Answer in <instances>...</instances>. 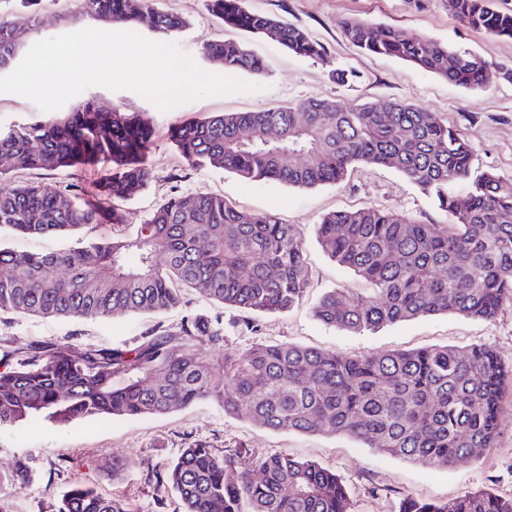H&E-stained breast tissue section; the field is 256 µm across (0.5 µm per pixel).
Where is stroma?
<instances>
[{"mask_svg": "<svg viewBox=\"0 0 512 512\" xmlns=\"http://www.w3.org/2000/svg\"><path fill=\"white\" fill-rule=\"evenodd\" d=\"M160 6L186 20L176 42L203 70L223 73L221 64L200 53L204 42L223 39L246 43L265 61L268 73L260 80L261 91L202 98L168 111L131 91L98 86L82 91V98L102 110L117 107L145 113L156 134L148 160L149 181L123 203V223L90 224L81 229L79 237L129 236L169 197L220 194L241 209L272 213L294 225L302 238L311 284L293 309L256 317L214 304L198 290L185 292L177 309L159 315L86 321L2 311L0 349L22 351L30 342L44 339H68L85 347H131L147 332L174 328L185 316L204 314L218 319L224 331V349L230 353L244 352L257 342L333 350L348 357L432 345L484 344L512 365V305L504 306L490 322L439 314L361 333L343 331L314 318L312 309L324 292L366 289L363 280L338 267L318 245L315 227L324 214L372 206L427 224L449 223L447 213L394 169L360 167L341 183L298 190L273 181L244 180L222 170L189 167L168 138L171 126L209 113L247 112L305 98L349 103L398 99L447 120L473 146L481 169L512 179V77L500 76L485 88L467 89L401 59L356 48L345 37L341 23L359 18L393 25L408 37L424 35L472 51L506 69H512V39L463 27L449 13L445 0H246L250 11L298 26L319 41L323 52L310 59L263 36L224 26L211 13L208 0H160ZM81 7V0H39L30 9L39 20L31 42L90 24ZM340 72L346 73L345 82L337 81ZM109 170V163L102 161L67 170H17L9 177L17 184L34 182L51 190L76 187L92 195ZM76 238L25 236L0 229V246L17 251H64L74 246ZM193 443L205 444L219 454L248 448L259 454L285 451L313 461L343 479L354 512H399L400 502L408 496L450 500L480 489L512 498V396L504 404L495 447L480 458L446 469L402 460L345 436L275 432L251 420L226 416L223 408L209 400L159 416L82 418L66 424L43 419L0 427V476L10 475L21 462L32 471L23 489L0 485V512H55L62 496L77 482L128 502L133 512H181L178 495L164 474L182 448Z\"/></svg>", "mask_w": 512, "mask_h": 512, "instance_id": "1", "label": "stroma"}]
</instances>
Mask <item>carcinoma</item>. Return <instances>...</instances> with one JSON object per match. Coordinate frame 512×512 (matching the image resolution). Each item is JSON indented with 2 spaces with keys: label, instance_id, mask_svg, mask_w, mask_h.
I'll use <instances>...</instances> for the list:
<instances>
[{
  "label": "carcinoma",
  "instance_id": "cac0c4a2",
  "mask_svg": "<svg viewBox=\"0 0 512 512\" xmlns=\"http://www.w3.org/2000/svg\"><path fill=\"white\" fill-rule=\"evenodd\" d=\"M496 0H446L462 24L512 38V13ZM224 25L267 36L289 51L316 58L323 47L303 29L254 13L243 0H209ZM85 13L132 28L149 13L154 31L173 36L186 21L156 0H84ZM34 15L0 17V70L23 52L37 29ZM353 45L396 57L468 89L484 88L499 70L467 49L366 20L342 23ZM201 55L227 74L255 78L265 62L247 45L215 40ZM457 57L448 68V57ZM275 128L279 138L268 140ZM141 113L99 112L90 100L71 111L0 128V157L9 168H71L112 163L100 191H49L12 185L0 171V228L30 236L74 233L87 224H121L115 202L146 186L153 142ZM169 139L187 164L276 181L296 189L341 182L358 166L395 169L450 216L425 224L368 207L337 210L317 225L323 252L371 285L326 292L313 307L320 322L350 332L437 314L491 321L512 304V180L476 167L472 147L436 114L400 100L347 104L301 99L252 112L215 113L172 127ZM463 183V192L453 190ZM201 290L224 307L284 313L310 288V271L295 227L274 214L243 210L212 193L171 197L136 234L77 243L63 252L0 248V311L96 320L163 312L182 292ZM213 321L188 316L134 347H82L36 341L25 351L0 350V426L51 419L144 417L213 400L224 414L274 431L338 434L422 465L447 468L494 446L512 367L486 345L466 350L429 346L346 357L292 344H255L217 356ZM224 455L203 444L184 449L165 478L182 512H352L336 472L286 453ZM58 512H130L128 504L75 486ZM400 512H512V498L489 490L445 502L406 497Z\"/></svg>",
  "mask_w": 512,
  "mask_h": 512
}]
</instances>
